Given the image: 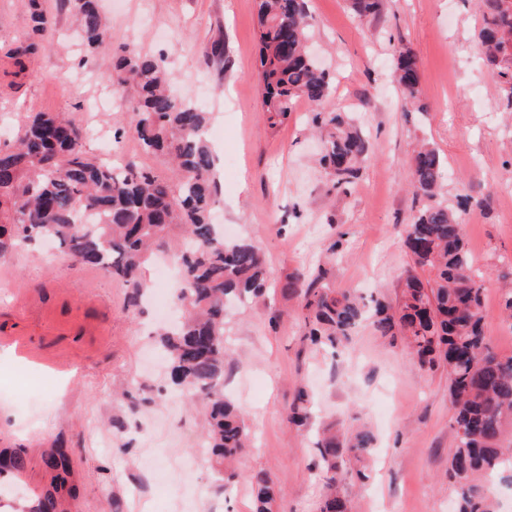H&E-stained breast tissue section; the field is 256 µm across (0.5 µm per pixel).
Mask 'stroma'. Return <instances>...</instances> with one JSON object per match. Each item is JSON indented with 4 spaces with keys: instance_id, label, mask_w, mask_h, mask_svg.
I'll return each mask as SVG.
<instances>
[{
    "instance_id": "35a3bbf8",
    "label": "stroma",
    "mask_w": 512,
    "mask_h": 512,
    "mask_svg": "<svg viewBox=\"0 0 512 512\" xmlns=\"http://www.w3.org/2000/svg\"><path fill=\"white\" fill-rule=\"evenodd\" d=\"M114 45L164 54L178 95L210 94L209 141L237 159L220 175L221 224L258 244L270 281L266 298L225 316L229 363L224 392L252 436L238 476L217 482L200 415L170 379L158 348L161 317L102 269L42 243L0 258V449L23 450L28 467L20 512L50 487L42 463L64 449L72 465L74 512H253L248 476L271 478L272 512H318L325 492L314 429L364 424L375 436L371 477L342 488L348 512H455L448 481L454 448L448 377L419 368L401 345L362 325L345 348L303 339L291 277L336 250L334 287L395 302L410 258L402 235L419 207L411 155L421 140L447 159L449 187L484 198L462 212L468 246L484 272L494 349L512 355V321L501 318L499 259L512 257V113L476 53L482 16L475 0H384L360 19L349 0H309L311 33L336 81L327 109L346 113L368 140L360 176L331 190L315 162L312 107L300 101L273 127L255 77V0H103ZM224 45L213 60L214 42ZM418 62L420 103L407 102L388 72L397 45ZM67 17L20 88L0 90V126L18 129L32 112H65L88 124L89 104L111 88L112 53L80 64ZM312 397L313 428L286 421L296 390Z\"/></svg>"
}]
</instances>
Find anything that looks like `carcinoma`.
Wrapping results in <instances>:
<instances>
[{
    "label": "carcinoma",
    "mask_w": 512,
    "mask_h": 512,
    "mask_svg": "<svg viewBox=\"0 0 512 512\" xmlns=\"http://www.w3.org/2000/svg\"><path fill=\"white\" fill-rule=\"evenodd\" d=\"M483 27L479 48L497 78L504 109L512 112V0H479ZM360 17L380 14L382 0H351ZM56 11L72 18L87 64L112 44L96 0H56ZM27 30L13 38L5 56L13 78H22L39 51L51 44L54 20L44 0H25ZM259 63L256 79L261 108L272 126L288 119L299 100L314 105L311 127L323 142L319 163L333 190L347 191L358 178L367 141L352 123L324 108L331 76L311 53L308 0H258ZM394 81L403 96L419 98L417 64L410 50L394 53ZM112 87L119 93L129 127L116 129L112 143L130 132L145 154L165 159L161 176L127 160L117 172L86 150L87 130L71 118L36 112L5 142H0V257L24 243L54 241L80 264L99 267L141 297L142 266L150 252L174 248L183 282L177 301L180 320L161 333L173 383L189 403L202 408L212 467L224 480V462L248 447L241 411L224 394V315L228 305L261 297L266 266L260 247L248 240L228 242L211 213L220 202L218 159L205 136L210 113L174 97L166 57L126 45L112 61ZM412 187L422 202L406 225L404 244L413 266L406 272L397 305L379 300L367 308L352 290H336L329 269L295 276L288 288L303 297L300 319L314 346L336 349L350 344L355 329L370 321L375 332L400 340L418 365L448 375L453 409L454 448L448 479L456 489V512H492L485 480L512 471V356L492 350L484 331L482 272L475 267L459 212L438 199L448 164L436 148L414 149ZM92 219L79 222L80 215ZM505 284L501 313L512 319V258L500 261ZM309 399L298 390L288 422L310 420ZM372 433L361 427L342 435L322 430L316 442L318 467L328 493L320 512H346L337 489L351 478L368 479ZM44 464L52 473V492L29 512H49L72 496L71 469L65 457L50 452ZM254 512H271L273 490L266 473L256 472Z\"/></svg>",
    "instance_id": "1"
}]
</instances>
